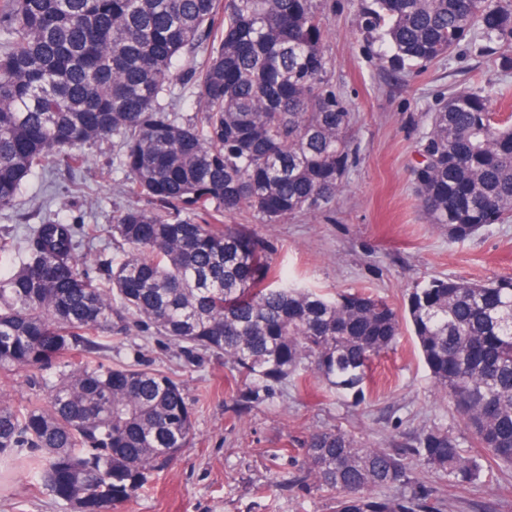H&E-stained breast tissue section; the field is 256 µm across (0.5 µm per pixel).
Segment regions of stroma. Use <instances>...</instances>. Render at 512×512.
<instances>
[{
  "label": "stroma",
  "instance_id": "obj_1",
  "mask_svg": "<svg viewBox=\"0 0 512 512\" xmlns=\"http://www.w3.org/2000/svg\"><path fill=\"white\" fill-rule=\"evenodd\" d=\"M319 6L328 21L331 83L354 114L355 154L345 186L325 211L282 224H263L241 211L225 216V223L270 239L276 262L297 286L329 296L359 291L396 308L409 288L434 277L512 274V222L490 225L464 243L449 241L427 223L410 173L429 129L428 113L456 88L491 91L512 84V69L475 41L409 76L382 62L379 41L358 24L360 0H320ZM84 152L79 183H72L65 167L54 166L59 200L51 210L99 225L93 251L116 264L124 251L113 243L110 224L129 200L116 192L123 175L114 167V141L99 140ZM102 356L115 364L143 362L174 376L195 410L192 446L114 512H332L333 493L275 483L298 473L311 432L339 428L366 446L391 448L411 433L456 423L407 330L375 361L363 402L333 393L311 376L279 385L269 400L242 415L233 406L241 382L221 358L189 360L174 344L134 330L107 338ZM418 476L448 499L450 512H512V471L463 488L433 470ZM0 512L66 510L19 468L0 488Z\"/></svg>",
  "mask_w": 512,
  "mask_h": 512
}]
</instances>
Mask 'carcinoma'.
Instances as JSON below:
<instances>
[{
  "label": "carcinoma",
  "mask_w": 512,
  "mask_h": 512,
  "mask_svg": "<svg viewBox=\"0 0 512 512\" xmlns=\"http://www.w3.org/2000/svg\"><path fill=\"white\" fill-rule=\"evenodd\" d=\"M359 20L400 72L474 37L512 64V0H368ZM326 27L317 0H0V211L16 208L34 171L50 161L78 171L82 147L109 136L123 191L137 199L112 216L128 251L108 288L82 258L95 224L37 205V223L0 238V262L11 260L0 275V371L55 369L25 404L0 403L4 472L24 462L71 512H109L177 460L195 418L182 385L94 358L99 338L132 327L188 359L224 358L244 382L241 413L300 373L362 397L401 334L397 311L290 283L267 241L224 223L249 211L281 224L335 203L352 113L330 82ZM179 58L190 62L182 75ZM180 79L197 89L186 119L159 103ZM429 125L411 170L427 222L464 242L511 217L512 122L493 96L456 89ZM406 307L457 427L431 426L394 451L341 429L312 432L296 482L334 493L333 512H443L411 457L459 488L512 467V275L433 278ZM392 487L411 493L377 494Z\"/></svg>",
  "instance_id": "carcinoma-1"
}]
</instances>
